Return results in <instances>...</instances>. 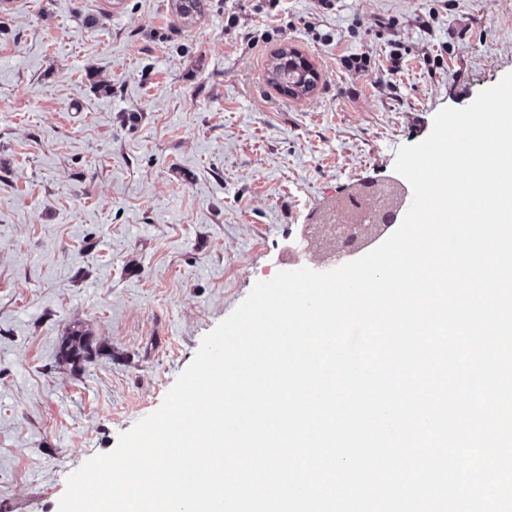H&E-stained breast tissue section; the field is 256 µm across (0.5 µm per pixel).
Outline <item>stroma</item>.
<instances>
[{"instance_id": "stroma-1", "label": "stroma", "mask_w": 512, "mask_h": 512, "mask_svg": "<svg viewBox=\"0 0 512 512\" xmlns=\"http://www.w3.org/2000/svg\"><path fill=\"white\" fill-rule=\"evenodd\" d=\"M264 4L0 0V512H58L256 282L317 269L306 225L512 72V0ZM282 48L311 93L270 83ZM93 341L81 330H72L61 343V355L65 360L71 361L72 365L86 362L92 357Z\"/></svg>"}]
</instances>
